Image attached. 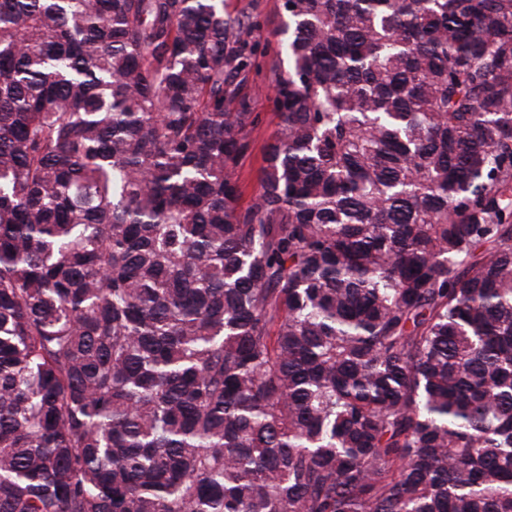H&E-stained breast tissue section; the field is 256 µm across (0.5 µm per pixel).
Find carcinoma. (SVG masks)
<instances>
[{
	"mask_svg": "<svg viewBox=\"0 0 512 512\" xmlns=\"http://www.w3.org/2000/svg\"><path fill=\"white\" fill-rule=\"evenodd\" d=\"M258 186L224 0H0V512H512V0H281Z\"/></svg>",
	"mask_w": 512,
	"mask_h": 512,
	"instance_id": "carcinoma-1",
	"label": "carcinoma"
}]
</instances>
